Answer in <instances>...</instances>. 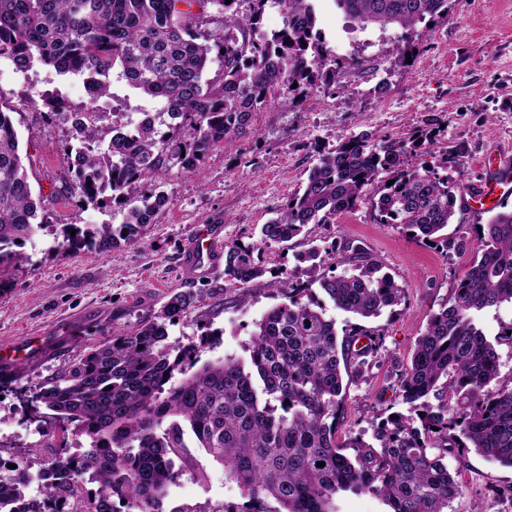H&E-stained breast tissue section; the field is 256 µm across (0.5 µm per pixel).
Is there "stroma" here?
I'll use <instances>...</instances> for the list:
<instances>
[{
    "mask_svg": "<svg viewBox=\"0 0 512 512\" xmlns=\"http://www.w3.org/2000/svg\"><path fill=\"white\" fill-rule=\"evenodd\" d=\"M346 61L336 73V92L311 91L294 102L277 101L255 113L252 131L213 150L198 175L177 169L158 171L157 183L169 196L140 243L98 255L54 247L65 224H116L112 207H76L74 199L51 192L67 173L68 127L47 124L42 106L31 103L27 88L39 78L59 88L73 105L83 101L81 78L61 79L42 67L19 72L0 62V100L12 112L22 142L35 159L30 181L44 198L50 225L22 251L24 261L0 265V349L35 340L42 352L15 365L0 364V458L25 462L38 472L46 461L40 450L66 442L83 453L89 437L77 427L60 430L30 411L27 389L71 364L87 345L128 331L156 314L171 290L200 296L195 308L170 326L171 338L197 340L214 334L201 362L243 355L255 322L281 302V294L250 289L241 304L240 289L224 283L223 272L188 277L183 260L205 226L222 230L225 245L249 243L259 225L275 217L301 187L318 153L342 134L370 133L403 138L429 130L430 138L411 155L414 165L434 167L463 184L447 233L473 240L475 227L490 212L471 208L469 190L480 183L482 157L512 145V0H448L446 16L420 23L412 33L367 26L361 40L347 43ZM317 244L361 248L406 290L401 305L363 325L383 335L372 367L346 387L345 411L336 431L339 443L371 440V421L388 409H401L400 382L410 365L430 313L439 310L468 261L411 239L401 229L378 223L370 205L316 226ZM190 462H176L177 480L169 485L164 512H221L224 504H245L222 465L185 436ZM460 485L453 512H512V498L491 497L487 486H512V468L469 451L448 460ZM206 479H199L198 470Z\"/></svg>",
    "mask_w": 512,
    "mask_h": 512,
    "instance_id": "35a3bbf8",
    "label": "stroma"
}]
</instances>
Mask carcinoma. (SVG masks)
I'll use <instances>...</instances> for the list:
<instances>
[{
  "instance_id": "1",
  "label": "carcinoma",
  "mask_w": 512,
  "mask_h": 512,
  "mask_svg": "<svg viewBox=\"0 0 512 512\" xmlns=\"http://www.w3.org/2000/svg\"><path fill=\"white\" fill-rule=\"evenodd\" d=\"M334 2L363 26L408 31L448 13V0ZM209 5L219 20L205 30ZM269 6L285 16L270 36L259 33ZM1 58L20 72L41 65L59 77L93 79L102 97L113 96L117 79L160 104L143 120L130 112L118 121L114 112H57L53 98L42 100L48 122L71 124L68 176L54 196L76 193L81 206L112 205L122 215L119 224H65L58 232V247L97 254L139 243L168 202L153 181L159 170L201 173L216 147L247 133L254 113L275 98L332 87L339 66L311 0H0ZM422 144L420 135L340 139L261 226L258 242L224 252V280L256 286L265 250L306 239L312 227L366 202L379 223L448 250L443 230L458 187L433 167L409 165ZM33 162L0 100V265L22 258L11 247L47 222L29 181ZM383 173L392 185L384 181L369 195ZM476 240L469 267L415 345L400 385L407 410L379 417L372 441L350 443L354 455L336 440L343 376L361 375L382 334L358 324L337 329L296 271L286 301L258 322L245 358L226 355L194 369L211 333L169 341L168 326L195 305L192 292L177 291L156 316L90 345L43 380L29 401L53 422L79 427L90 445L80 456L57 446L39 474V497L29 493V468L17 464L10 486L0 488V512H116L115 498L126 500L127 512H164L175 460L188 458L187 431L248 498L224 512H336L334 501L347 493L375 495L390 512H448L460 492L448 456L473 448L512 468V386L499 383L497 350L512 347V320L499 322L493 342L477 321L486 309L512 304V210L477 225ZM348 249L353 269L339 274L331 268L334 245L301 256L334 307L370 319L400 305L404 286L361 248ZM86 474L96 490L84 487ZM267 499L277 507H264Z\"/></svg>"
}]
</instances>
